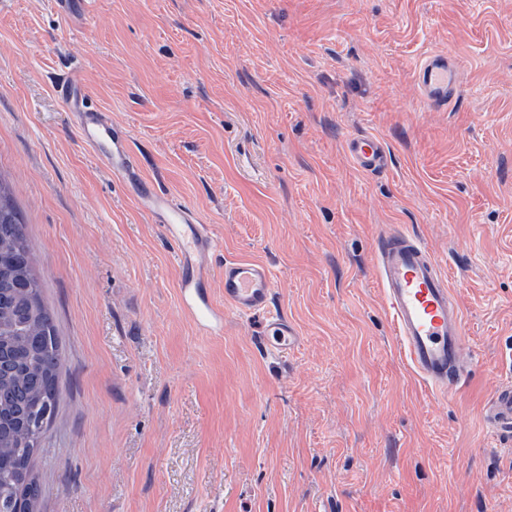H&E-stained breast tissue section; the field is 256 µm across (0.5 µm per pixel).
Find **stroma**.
Segmentation results:
<instances>
[{"label":"stroma","instance_id":"obj_1","mask_svg":"<svg viewBox=\"0 0 512 512\" xmlns=\"http://www.w3.org/2000/svg\"><path fill=\"white\" fill-rule=\"evenodd\" d=\"M433 53L461 88L427 109ZM79 70L137 169L211 225L224 263L272 271L299 332H219L132 185L80 140L54 82ZM379 137L385 168L345 141ZM0 173L62 340L37 461L41 512H512V441L483 420L512 381V0H0ZM435 254L469 377L449 397L406 364L374 264L390 228ZM346 153L354 166L365 172L379 171L386 162V152L382 141L372 135L349 138Z\"/></svg>","mask_w":512,"mask_h":512}]
</instances>
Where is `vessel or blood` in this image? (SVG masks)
<instances>
[{
    "instance_id": "b4317fda",
    "label": "vessel or blood",
    "mask_w": 512,
    "mask_h": 512,
    "mask_svg": "<svg viewBox=\"0 0 512 512\" xmlns=\"http://www.w3.org/2000/svg\"><path fill=\"white\" fill-rule=\"evenodd\" d=\"M415 80L423 102L432 108L447 106L460 88L456 66L446 55L429 56L417 69ZM54 89L72 115L82 143L91 148L110 172L137 184V205L163 225L177 245L185 269L180 288L184 306L201 327L222 329L224 315L205 290L207 258L218 242L209 225L194 211L159 192L136 174L126 136L111 118L95 109L78 74L60 78ZM346 153L354 166L379 171L386 162L382 141L372 135L349 138ZM386 307L403 355L411 369L441 395L453 394L467 373L462 310L451 294L446 274L428 246L419 238L397 231L382 234L375 251ZM274 280L263 263L250 260L224 264V303L237 314L268 313L275 336L293 340L296 330L272 310ZM489 426L501 435H512V382L499 386L486 408Z\"/></svg>"
}]
</instances>
